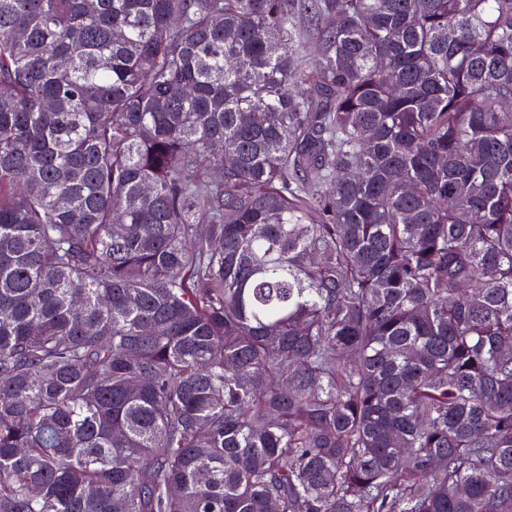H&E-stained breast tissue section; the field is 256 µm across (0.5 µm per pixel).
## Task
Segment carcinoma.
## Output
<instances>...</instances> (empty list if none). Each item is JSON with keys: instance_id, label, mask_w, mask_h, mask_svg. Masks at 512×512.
I'll return each instance as SVG.
<instances>
[{"instance_id": "cac0c4a2", "label": "carcinoma", "mask_w": 512, "mask_h": 512, "mask_svg": "<svg viewBox=\"0 0 512 512\" xmlns=\"http://www.w3.org/2000/svg\"><path fill=\"white\" fill-rule=\"evenodd\" d=\"M508 103L512 0H0V512H512Z\"/></svg>"}]
</instances>
